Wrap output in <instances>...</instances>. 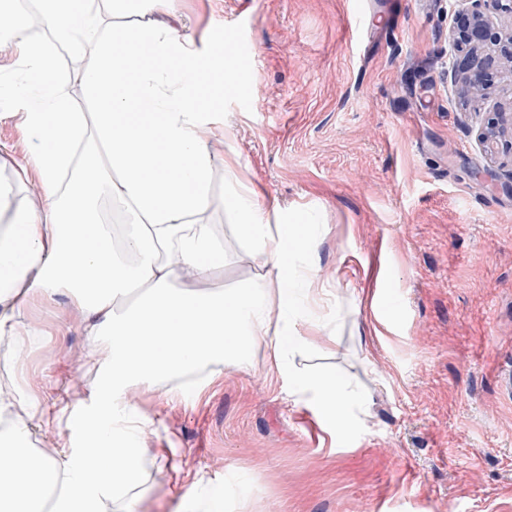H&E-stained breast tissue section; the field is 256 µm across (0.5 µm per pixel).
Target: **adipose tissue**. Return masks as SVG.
<instances>
[{
    "label": "adipose tissue",
    "instance_id": "obj_1",
    "mask_svg": "<svg viewBox=\"0 0 512 512\" xmlns=\"http://www.w3.org/2000/svg\"><path fill=\"white\" fill-rule=\"evenodd\" d=\"M140 0H38L43 38L11 24L0 53L17 57L20 79L0 76V102L19 108L31 137L37 198L16 208L0 184V335L11 341L0 363L18 359L27 337L17 326L28 298L50 299L68 289L92 345L83 360L108 363L83 414L82 447L34 448L35 427L61 421L62 411L38 410L32 394L0 397V512H43L45 495L59 494L53 512H100L104 490L121 496L160 449L145 447L148 419L127 399L136 385L195 375L197 391L223 378L224 361L246 346L267 344L277 368L309 346L291 321L294 291L308 282L288 274V254L318 260L320 239L287 223L278 199L254 203L236 159L224 161V207L249 251L266 270L263 282L222 293L180 288L224 265L208 210L213 156L206 131L212 103L202 74L224 76V44H196L179 30L140 17ZM127 18L121 30L111 19ZM95 55L78 80L96 109L76 112L70 78L56 66L58 48ZM123 207L121 236L100 209ZM132 297L118 309L116 302ZM292 382L316 417L348 425L365 397L338 374H296Z\"/></svg>",
    "mask_w": 512,
    "mask_h": 512
}]
</instances>
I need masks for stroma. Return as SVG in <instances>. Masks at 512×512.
Returning <instances> with one entry per match:
<instances>
[{
  "label": "stroma",
  "mask_w": 512,
  "mask_h": 512,
  "mask_svg": "<svg viewBox=\"0 0 512 512\" xmlns=\"http://www.w3.org/2000/svg\"><path fill=\"white\" fill-rule=\"evenodd\" d=\"M174 0L165 24L195 39L237 35L256 49L230 91H214L209 219L224 268L189 286L241 288L265 270L225 213L224 158L257 203L320 234L313 287L339 305L296 300L331 325L296 353L299 372L335 371L368 397L356 425L323 426L265 346L228 366L205 394L162 389L127 399L151 417L149 448H168L220 491L223 512H512V143L488 158L478 130L512 101V70L472 98L451 72L448 30L465 0ZM29 137L0 119V181L32 199ZM394 291L395 305L372 299ZM24 355L0 373L49 404L93 401L96 369L69 294L29 302ZM167 471L146 465L129 504L102 512H181Z\"/></svg>",
  "instance_id": "1"
}]
</instances>
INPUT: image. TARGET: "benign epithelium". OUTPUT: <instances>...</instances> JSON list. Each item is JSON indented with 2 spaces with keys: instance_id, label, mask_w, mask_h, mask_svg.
Here are the masks:
<instances>
[{
  "instance_id": "obj_1",
  "label": "benign epithelium",
  "mask_w": 512,
  "mask_h": 512,
  "mask_svg": "<svg viewBox=\"0 0 512 512\" xmlns=\"http://www.w3.org/2000/svg\"><path fill=\"white\" fill-rule=\"evenodd\" d=\"M450 38L460 48L452 70L461 76L466 88L472 92L490 88L501 63L512 62V28L507 32L492 30L485 13L476 5L455 12ZM506 136L512 138V104L479 134L489 153Z\"/></svg>"
}]
</instances>
